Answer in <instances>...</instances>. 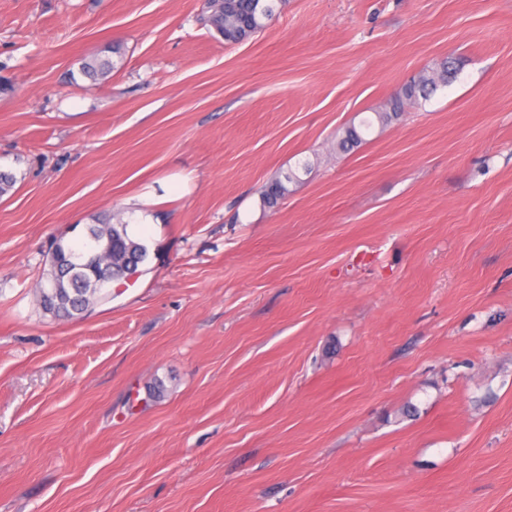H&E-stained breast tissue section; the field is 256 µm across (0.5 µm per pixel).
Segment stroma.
Segmentation results:
<instances>
[{
    "instance_id": "obj_1",
    "label": "stroma",
    "mask_w": 512,
    "mask_h": 512,
    "mask_svg": "<svg viewBox=\"0 0 512 512\" xmlns=\"http://www.w3.org/2000/svg\"><path fill=\"white\" fill-rule=\"evenodd\" d=\"M202 6L0 0V512H512V0ZM109 212L143 274L44 312ZM288 0H206L205 21L225 44L262 33ZM454 77L455 71L450 61L425 68L394 93L382 111L374 113L377 122L387 125L393 119L398 118L406 104H417L420 99L428 100L440 87L448 86ZM373 126L369 118L362 119L358 126L351 124L336 136V149L340 153L350 152L365 142L364 133ZM297 180L298 176L293 170H288L282 178L278 176L270 180L262 191L263 204L267 207H275L281 199L288 195V183Z\"/></svg>"
}]
</instances>
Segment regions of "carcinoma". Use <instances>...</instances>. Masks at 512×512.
<instances>
[{"instance_id":"obj_1","label":"carcinoma","mask_w":512,"mask_h":512,"mask_svg":"<svg viewBox=\"0 0 512 512\" xmlns=\"http://www.w3.org/2000/svg\"><path fill=\"white\" fill-rule=\"evenodd\" d=\"M288 0H205V21L220 35L224 43L249 40L262 33L281 12ZM82 71L94 80L112 76L114 64L108 59L95 58L81 64ZM455 77L452 62L445 61L422 70L388 99L384 109L375 112V119L365 118L351 124L336 136V149L350 152L365 142L364 133L373 122L386 125L398 118L407 104L428 100L439 88ZM298 180L290 170L270 180L262 191V201L274 207L288 195V184ZM104 241L110 250L96 266L84 268L77 255L84 246ZM147 252L129 229V223L111 215L101 216L96 223L85 225L82 240L62 244L54 261L48 262V271L37 288L43 310L63 318H79L85 309L107 300L112 284L120 283L138 272Z\"/></svg>"}]
</instances>
